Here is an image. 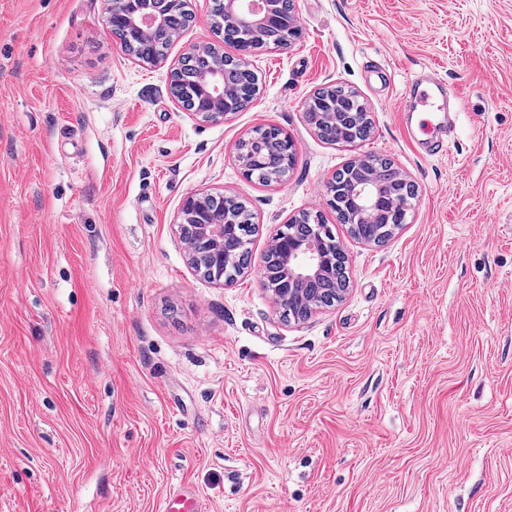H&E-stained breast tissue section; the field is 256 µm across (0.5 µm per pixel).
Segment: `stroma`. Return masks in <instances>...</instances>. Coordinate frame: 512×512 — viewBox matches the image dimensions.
<instances>
[{"mask_svg":"<svg viewBox=\"0 0 512 512\" xmlns=\"http://www.w3.org/2000/svg\"><path fill=\"white\" fill-rule=\"evenodd\" d=\"M107 4L0 0V512H163L182 483L212 512H512V0H293L301 38L248 55L260 92L219 122L169 91L222 42L214 0H188L157 65L122 50ZM424 68L463 100L446 157L404 128ZM333 86L365 104L367 140L307 123ZM270 126L297 160L264 185L236 145ZM373 158L417 187L379 245L326 193ZM192 192L255 216L230 285L188 263ZM305 211L350 286L289 323L262 265Z\"/></svg>","mask_w":512,"mask_h":512,"instance_id":"obj_1","label":"stroma"}]
</instances>
